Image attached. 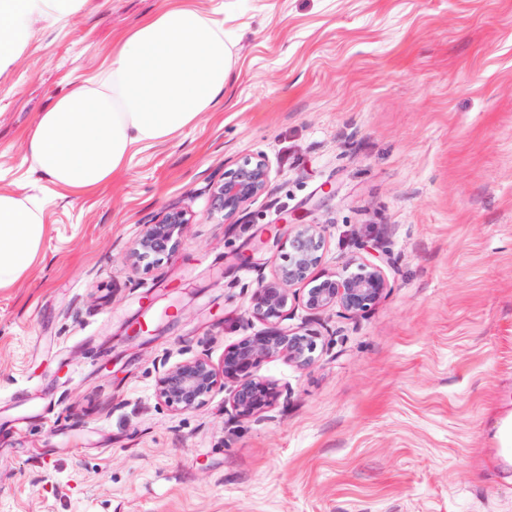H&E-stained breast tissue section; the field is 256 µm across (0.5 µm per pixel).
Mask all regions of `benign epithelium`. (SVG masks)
Here are the masks:
<instances>
[{
	"label": "benign epithelium",
	"instance_id": "7a95c632",
	"mask_svg": "<svg viewBox=\"0 0 512 512\" xmlns=\"http://www.w3.org/2000/svg\"><path fill=\"white\" fill-rule=\"evenodd\" d=\"M270 181L271 170L263 157L242 159L224 171L222 179L210 184V214L224 224L242 223L249 206L266 192ZM190 219L189 207L172 206L159 221L143 225L130 248L134 263L177 250ZM324 247L323 230L317 224H296L288 230L283 262L272 278L258 281L252 295L250 314L269 325L268 330L225 349L219 367L203 356L167 367L158 378V397L175 412H191L200 409L218 388L228 386V403L237 417H251L273 408L282 393L257 377L256 368L272 357L307 366L317 347L314 335L279 327L288 314L292 287L306 286L302 304L308 311L319 314L337 306L348 315L367 311L390 287L382 266L357 259L350 260L341 273L312 276L323 260Z\"/></svg>",
	"mask_w": 512,
	"mask_h": 512
}]
</instances>
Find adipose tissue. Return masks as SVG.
Returning a JSON list of instances; mask_svg holds the SVG:
<instances>
[{"label":"adipose tissue","mask_w":512,"mask_h":512,"mask_svg":"<svg viewBox=\"0 0 512 512\" xmlns=\"http://www.w3.org/2000/svg\"><path fill=\"white\" fill-rule=\"evenodd\" d=\"M84 4L0 0V74L23 54L36 23L59 22ZM231 69L223 22L172 0L114 42L112 62L95 83L73 85L38 113L24 136L26 156L63 190L107 187L128 170L136 145L169 141L213 111ZM46 231L35 199L0 191V289L32 269Z\"/></svg>","instance_id":"ef3b65f1"}]
</instances>
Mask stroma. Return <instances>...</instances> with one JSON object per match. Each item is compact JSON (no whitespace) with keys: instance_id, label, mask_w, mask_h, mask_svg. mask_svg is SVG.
Segmentation results:
<instances>
[{"instance_id":"35a3bbf8","label":"stroma","mask_w":512,"mask_h":512,"mask_svg":"<svg viewBox=\"0 0 512 512\" xmlns=\"http://www.w3.org/2000/svg\"><path fill=\"white\" fill-rule=\"evenodd\" d=\"M169 2L87 0L0 75V190L47 226L0 289V423L21 427L0 512H512V0H192L234 43L217 107L105 189L55 187L25 131ZM257 155L268 192L217 223L207 185ZM184 203L178 250L131 270L143 225ZM290 223L324 229L319 272L359 257L389 292L355 316L290 302L283 327L317 349L261 362L288 395L267 413L232 417L222 389L172 411L163 366L265 331L248 309Z\"/></svg>"}]
</instances>
